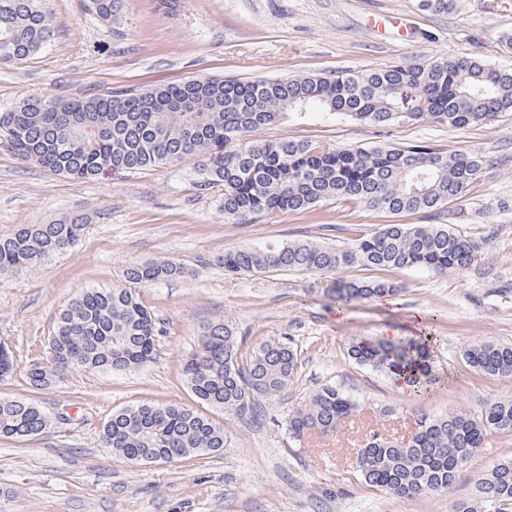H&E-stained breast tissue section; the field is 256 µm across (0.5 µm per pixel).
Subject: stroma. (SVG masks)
I'll list each match as a JSON object with an SVG mask.
<instances>
[{"mask_svg": "<svg viewBox=\"0 0 512 512\" xmlns=\"http://www.w3.org/2000/svg\"><path fill=\"white\" fill-rule=\"evenodd\" d=\"M57 32L27 62L0 67V110L33 95L102 96L193 76L251 79L359 71L476 52L511 65L512 0H455L447 13L420 10L418 0H181L166 14L156 0H123L106 23L79 0H46ZM406 19L405 35L381 33L370 17ZM260 138L327 144L427 145L480 157L482 174L466 196L428 213L393 216L329 201L275 220L225 222L221 188L199 191L196 162L112 171L83 182L54 175L0 150V235L20 224L87 213L79 243L0 278V341L14 372L0 379V399H24L51 418L40 435L0 440V512H453L472 502L476 479L512 458V437L489 436L452 493L401 499L368 487L351 467L356 448L378 431L411 435L421 416L478 413L512 397V378L471 371V346L512 343V114L463 129L426 121L363 125L342 114L298 112L260 131ZM450 225L481 246L467 270L436 276L422 269L362 267L312 273L230 275L226 250L314 240L345 245L385 224ZM168 260L185 276L139 286L163 330L157 356L126 372L77 371L43 390L26 373L46 361L59 310L82 289L123 284L132 263ZM386 279L400 290L387 301L343 309L326 294L337 280ZM225 321L248 344L290 338L300 365L288 389L263 402L258 417L218 410L224 452L171 463L136 464L101 444V428L128 406L196 402L183 363L204 328ZM430 337L439 384L423 396L398 391L390 376L351 360L352 343L381 335ZM359 404L333 436L291 438L286 412L324 385Z\"/></svg>", "mask_w": 512, "mask_h": 512, "instance_id": "stroma-1", "label": "stroma"}]
</instances>
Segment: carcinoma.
I'll return each mask as SVG.
<instances>
[{
    "mask_svg": "<svg viewBox=\"0 0 512 512\" xmlns=\"http://www.w3.org/2000/svg\"><path fill=\"white\" fill-rule=\"evenodd\" d=\"M121 0H80L99 19H116ZM55 21L43 0H0V65L21 63L51 43ZM317 107L369 125L427 121L453 128L488 124L512 112V67L463 53L422 64H393L369 71L275 79L195 77L143 92L115 90L83 99L28 96L0 112V146L22 162L74 180L112 170L134 172L194 156L201 191L223 187L224 221L274 219L335 200L391 214L433 212L462 199L482 173V160L424 145H326L317 141L260 139L255 133ZM87 220L19 224L0 236V276L74 247ZM481 246L446 224H385L347 245L294 241L224 253V271L315 272L370 267L422 268L437 276L462 272ZM173 262L130 264L127 286L85 288L59 312L47 336L48 363L29 370V385L47 389L68 371H127L156 355L157 323L133 286L182 277ZM389 281H337L328 296L345 307L392 296ZM244 337L226 322L208 325L185 361L187 386L201 406L247 416L260 402L288 389L298 351L288 337L243 348ZM426 340L381 338L355 342L349 356L363 365L403 375L412 390L434 382ZM472 371L512 378V344L483 342L468 348ZM357 409L341 389L325 385L288 415L295 438L329 435ZM48 415L35 403L0 399V439L42 434ZM492 434L512 436V398L485 405L478 415L450 412L418 419L399 440L373 433L355 451L353 469L368 486L403 499L451 492L474 454ZM101 441L132 463L175 462L224 451V426L181 406L139 405L118 410ZM456 512H512V459L477 480L472 505Z\"/></svg>",
    "mask_w": 512,
    "mask_h": 512,
    "instance_id": "1",
    "label": "carcinoma"
}]
</instances>
